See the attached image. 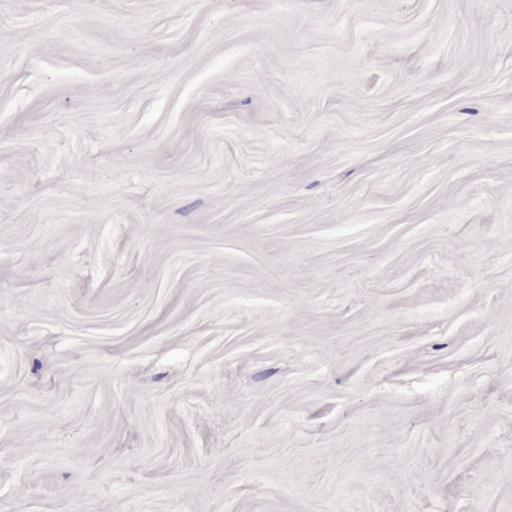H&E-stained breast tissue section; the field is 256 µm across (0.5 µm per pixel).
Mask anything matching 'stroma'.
I'll return each mask as SVG.
<instances>
[{
	"label": "stroma",
	"mask_w": 512,
	"mask_h": 512,
	"mask_svg": "<svg viewBox=\"0 0 512 512\" xmlns=\"http://www.w3.org/2000/svg\"><path fill=\"white\" fill-rule=\"evenodd\" d=\"M0 512H512V0H0Z\"/></svg>",
	"instance_id": "35a3bbf8"
}]
</instances>
